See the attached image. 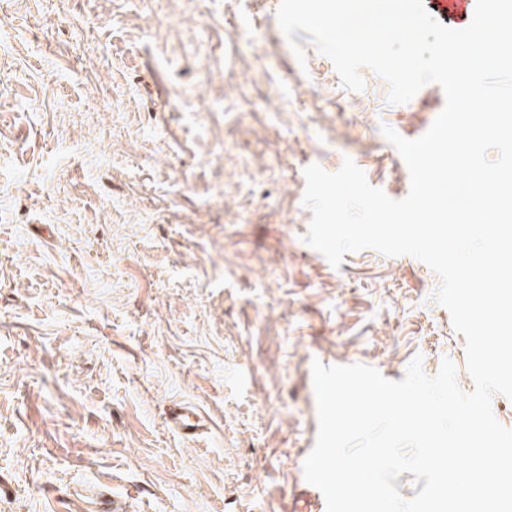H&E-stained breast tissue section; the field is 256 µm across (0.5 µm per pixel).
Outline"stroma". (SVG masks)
<instances>
[{
  "label": "stroma",
  "mask_w": 512,
  "mask_h": 512,
  "mask_svg": "<svg viewBox=\"0 0 512 512\" xmlns=\"http://www.w3.org/2000/svg\"><path fill=\"white\" fill-rule=\"evenodd\" d=\"M280 3L0 0V512H325L313 360L448 359L473 391L433 270L304 240L305 167L405 197L383 130L421 136L444 92L393 104L367 67L343 88ZM178 401L203 438L171 430ZM167 422L179 434L193 437L206 426V418L199 407L183 402H175L168 407Z\"/></svg>",
  "instance_id": "35a3bbf8"
}]
</instances>
